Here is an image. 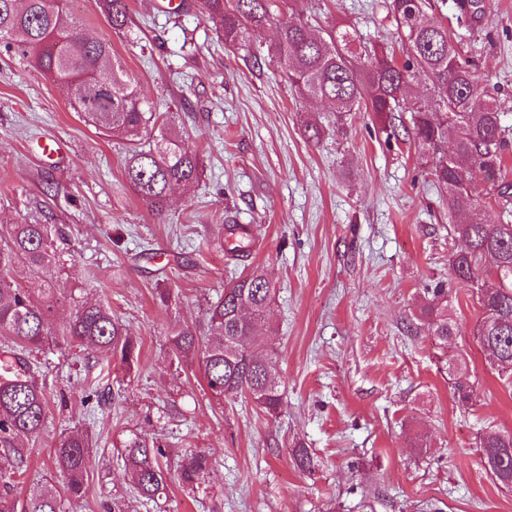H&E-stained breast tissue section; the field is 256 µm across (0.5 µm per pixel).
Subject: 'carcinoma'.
<instances>
[{"label": "carcinoma", "mask_w": 512, "mask_h": 512, "mask_svg": "<svg viewBox=\"0 0 512 512\" xmlns=\"http://www.w3.org/2000/svg\"><path fill=\"white\" fill-rule=\"evenodd\" d=\"M66 2L50 9L46 0H0V42L56 83L84 92L99 84L112 85V111L82 116L101 132L128 141L125 177L149 211L160 216L174 187L198 181V152L185 145L174 127L158 123L153 103L112 55L109 40L90 41L76 32ZM99 4L112 30L126 31L128 0H99ZM201 6L222 31L224 45L231 48L247 42L256 29L275 27L268 57L303 98L331 103L336 124L360 104L383 123L395 112L410 113L413 138L435 183L448 192V221L454 236L465 243L464 249L451 253L448 266L452 279L470 289L481 307L474 338L497 369H503L504 361L512 364V184L506 181L505 165L512 130L498 112L496 88L479 89L470 61L448 27L427 20L426 0L386 4L397 34L407 43L408 60L403 63L384 48L354 50L357 34L348 30L322 38L302 23L277 20L276 0H201ZM419 79L437 91L439 100L411 99L410 86ZM450 131L454 145L447 150ZM478 172L490 183L488 198L500 206L496 224H486L478 215L481 201L471 194ZM0 240V485L8 488L26 464L20 442L38 436L45 421L46 398L31 354L60 338L110 358L129 372L138 363L140 342L102 302L77 305L68 322L52 329L54 309L61 301L52 286L53 275L61 261L59 243L65 241L57 225H7L0 229ZM223 247L234 259L246 256L251 247L249 229L224 225ZM20 265L26 273L23 284L12 277ZM274 293L271 281L252 271L224 288V294L210 304L208 322L214 339L203 341L189 326L171 330L172 355L180 363L198 362L214 398L246 394L268 413L280 407L276 365L252 350L262 335ZM421 316L428 320L430 335L448 345L454 327L448 317L447 289L432 291ZM448 376L454 399L463 406L472 403L476 391L466 362L449 364ZM479 447L486 472L501 488L512 491V434L489 432L480 438ZM91 448L85 432L63 435L55 448L63 490L40 488L23 503L7 491L0 493V512H59L58 495L83 498ZM291 457L298 471H314L316 461L305 446L291 449ZM121 458L146 503L160 498L171 481L192 493L202 490L212 465L208 455L192 451L172 473L163 462L167 453L159 441L139 436L125 442Z\"/></svg>", "instance_id": "carcinoma-1"}]
</instances>
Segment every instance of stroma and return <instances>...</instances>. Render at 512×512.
<instances>
[{
	"mask_svg": "<svg viewBox=\"0 0 512 512\" xmlns=\"http://www.w3.org/2000/svg\"><path fill=\"white\" fill-rule=\"evenodd\" d=\"M127 33H114L97 0H69L79 34L107 38L157 112L173 114L199 149V183L176 190L167 213L148 212L124 177L125 144L70 106L74 89L45 79L0 43V225L55 224L66 233L54 286L65 300L111 306L141 343L133 372L65 344L37 355L48 401L43 432L26 441L28 467L12 490L25 500L60 486L52 445L89 428L93 465L83 499L62 512H512V492L480 462V436L512 432V384L499 378L473 338L481 308L451 280L448 201L404 129L389 136L375 115L350 113L342 132L309 140L305 123L334 121L330 106L300 97L266 56L273 29L228 48L199 0L179 10L129 0ZM429 18L461 37L480 86L498 87L512 127V0H479L460 17L456 0H430ZM280 19L314 32H357L363 41L406 47L385 0H282ZM66 147L47 166L34 144ZM247 225V258H228L225 223ZM263 270L276 287L273 333L256 350L274 357L283 393L275 413L237 396L213 401L197 364L177 365L173 327L207 328V309L232 279ZM444 284L455 334L440 346L419 321L426 290ZM171 292L168 304L156 289ZM467 364L478 398L459 405L448 364ZM112 398L88 413L84 391ZM213 461L208 494L169 485L141 507L120 449L133 435ZM315 453L298 473L288 450Z\"/></svg>",
	"mask_w": 512,
	"mask_h": 512,
	"instance_id": "obj_1",
	"label": "stroma"
}]
</instances>
